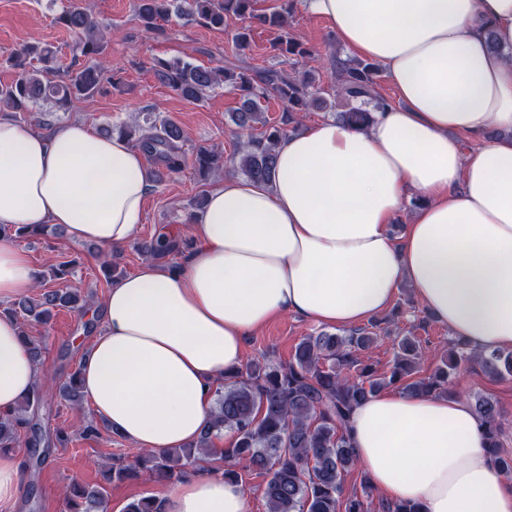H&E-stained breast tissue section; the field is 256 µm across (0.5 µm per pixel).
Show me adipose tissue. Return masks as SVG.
I'll use <instances>...</instances> for the list:
<instances>
[{
  "label": "adipose tissue",
  "mask_w": 512,
  "mask_h": 512,
  "mask_svg": "<svg viewBox=\"0 0 512 512\" xmlns=\"http://www.w3.org/2000/svg\"><path fill=\"white\" fill-rule=\"evenodd\" d=\"M337 39L380 63L399 98L366 128L296 129L269 182L227 179L190 223L179 263L144 262L117 280L80 380L111 431L160 452L198 440L214 387L246 361L245 338L294 314L351 328L400 287L477 352L512 350V0H308ZM478 140L464 152L461 137ZM150 183L120 133L79 122L38 133L0 117V224L59 225L72 241L127 244ZM418 198L401 238L390 225ZM38 271L0 242V301L30 294ZM41 372L0 313V417ZM371 484L423 512H512L460 393L376 394L347 424ZM20 454H0V512H23ZM162 512H248L240 484L209 472L160 495Z\"/></svg>",
  "instance_id": "obj_1"
}]
</instances>
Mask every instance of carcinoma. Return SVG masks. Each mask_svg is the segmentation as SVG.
Returning <instances> with one entry per match:
<instances>
[{"label":"carcinoma","mask_w":512,"mask_h":512,"mask_svg":"<svg viewBox=\"0 0 512 512\" xmlns=\"http://www.w3.org/2000/svg\"><path fill=\"white\" fill-rule=\"evenodd\" d=\"M86 0H68L55 22L77 34L76 49L87 64L59 67L53 51L29 45L11 59L15 79L0 85V105L27 112L31 105L51 101L60 110L94 99L102 85L112 81L101 56L109 24L88 10ZM295 0L283 3L269 13H258L254 0H137L138 17L148 30L160 28V22L172 17H192L215 28L224 27V18L233 16L246 22L235 37L236 46L247 44L251 26H268L281 32L277 48L291 56H304L300 45L288 32ZM338 95L350 108L337 113V121L350 126H365L373 120L369 106L381 108L386 99L377 92L380 68L367 60L343 57L331 59ZM155 77L184 98L199 100L220 85L231 86L242 97L234 121L243 130L267 124L262 117L261 100L279 99L284 111L326 110L331 104L320 95L319 79L313 70L288 71L265 69L238 73L222 66L202 67L180 58L158 59L153 65ZM144 154L157 159L169 173H178L187 157L180 142L184 134L172 122H157L151 116L144 124L120 130ZM287 134L283 127L272 126L251 136L238 152L237 165L249 179H271L276 161V145ZM221 156L205 147L196 150L194 166L204 177L219 165ZM44 232V227L15 228L0 225V238H23ZM180 252L177 241L156 240L145 248L149 257ZM86 300L72 288H51L35 298L14 304L11 314L46 323L52 312L61 309L84 311ZM377 334L354 328L341 334L321 331L304 337L291 358L275 361L263 358L250 361L232 375L224 377V390L217 392L215 411L200 439L182 448L161 452L148 451L133 463L113 462L106 482L128 478L158 479L175 483L184 477V467L217 459L224 478L239 481V466L264 471L268 480L261 494L266 512H371L363 498L344 493L343 476L358 465L347 432L352 409L391 385L409 395L446 393L461 368L477 362L493 376L512 375V351L477 354L458 340L449 342L448 357L430 373L419 375L424 360L421 341L413 334L397 337V353L390 375L379 376L371 364L362 363L364 352L372 348ZM72 405H81L83 391L79 372L61 384L49 379L37 386L20 404L11 418H0V451L10 450L19 441L22 428L31 426L32 415L46 392L52 389ZM472 406L485 430L488 448L496 467L512 475V453L502 444V409L498 402L483 395L473 397ZM230 431L233 439L218 448L215 439ZM106 487L89 491L76 485L70 499V512H103Z\"/></svg>","instance_id":"cac0c4a2"}]
</instances>
